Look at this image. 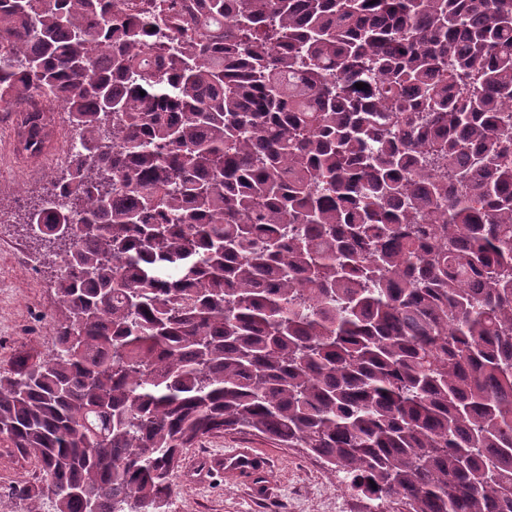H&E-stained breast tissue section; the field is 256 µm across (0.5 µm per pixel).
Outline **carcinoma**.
Here are the masks:
<instances>
[{"instance_id":"cac0c4a2","label":"carcinoma","mask_w":512,"mask_h":512,"mask_svg":"<svg viewBox=\"0 0 512 512\" xmlns=\"http://www.w3.org/2000/svg\"><path fill=\"white\" fill-rule=\"evenodd\" d=\"M55 107L16 217L55 349L0 365L26 512H173L227 430L374 512H512V0H0L17 153Z\"/></svg>"}]
</instances>
